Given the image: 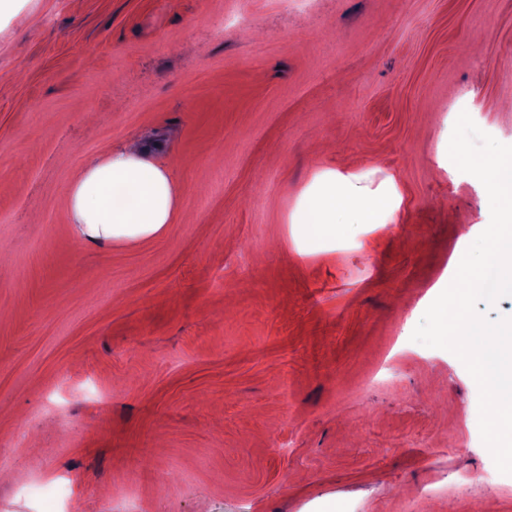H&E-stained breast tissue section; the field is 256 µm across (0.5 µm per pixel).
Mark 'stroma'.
Wrapping results in <instances>:
<instances>
[{"mask_svg":"<svg viewBox=\"0 0 512 512\" xmlns=\"http://www.w3.org/2000/svg\"><path fill=\"white\" fill-rule=\"evenodd\" d=\"M0 12V512H512L453 353L414 342L512 145V0H11ZM165 143L148 240L84 245L87 156ZM392 224L296 244L314 171Z\"/></svg>","mask_w":512,"mask_h":512,"instance_id":"35a3bbf8","label":"stroma"}]
</instances>
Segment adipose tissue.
<instances>
[{
  "instance_id": "obj_1",
  "label": "adipose tissue",
  "mask_w": 512,
  "mask_h": 512,
  "mask_svg": "<svg viewBox=\"0 0 512 512\" xmlns=\"http://www.w3.org/2000/svg\"><path fill=\"white\" fill-rule=\"evenodd\" d=\"M359 181L350 172L317 174L292 216L298 235L311 238L332 229L340 214L358 224L394 223L404 204L397 183L388 181L383 190L370 193ZM177 190L170 169L139 140L89 156L67 191L73 235L95 244L153 237L172 223Z\"/></svg>"
}]
</instances>
